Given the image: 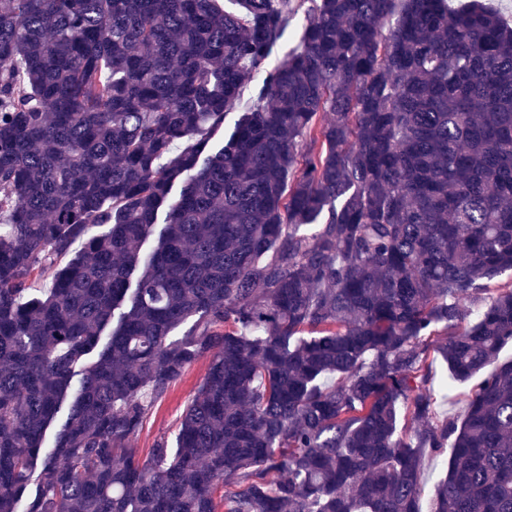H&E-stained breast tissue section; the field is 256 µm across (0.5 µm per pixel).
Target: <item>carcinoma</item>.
I'll return each mask as SVG.
<instances>
[{
	"label": "carcinoma",
	"mask_w": 512,
	"mask_h": 512,
	"mask_svg": "<svg viewBox=\"0 0 512 512\" xmlns=\"http://www.w3.org/2000/svg\"><path fill=\"white\" fill-rule=\"evenodd\" d=\"M238 2L0 0V512H421L446 448L429 512H512V24L310 0L270 67L293 0ZM433 336L495 366L458 418ZM311 3L305 2L299 6L290 20L288 28V37L278 40L273 49L270 57L271 61H278L285 58L288 52L296 48L299 44V37L302 27L306 23L307 10ZM258 83V80H252L247 83L241 103L230 110L224 123V129L214 132L211 135L210 143L214 148L219 147L224 140V133L228 132L234 125L237 119L238 112H243L248 106L253 103L254 87ZM429 361L433 362L432 364V371L435 374L436 383H435V390H436V409L439 414V418L443 419L446 417H454L458 415L460 412V409L463 405L464 398L471 393L473 388L478 384V382L481 380L483 375L472 378L471 380L465 382V383H455L452 386L453 393L456 394V396L451 397L448 399H444L442 397V390L441 386L439 385V378L440 376L446 375L448 376V383L451 381L450 379V373L448 372L446 365L442 361L441 357L432 349L429 350ZM207 365V360H199L170 386L167 393L154 405L143 430L131 442L132 448H138L140 454L145 456L160 437L165 436L169 440L174 438L176 422L188 399L201 385ZM449 451L447 453H435L428 451L424 455L422 463L423 493L420 500L422 512H428L438 481L448 469Z\"/></svg>",
	"instance_id": "cac0c4a2"
}]
</instances>
